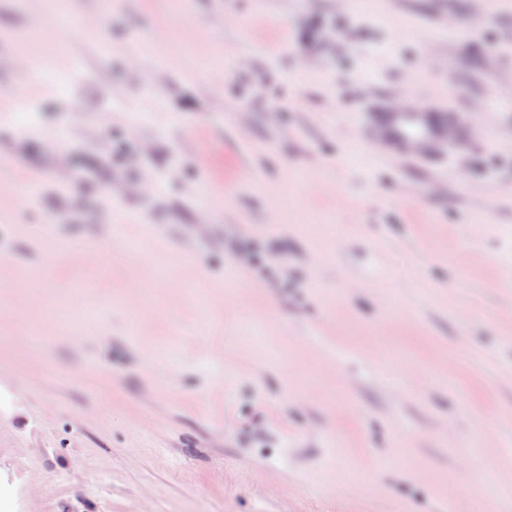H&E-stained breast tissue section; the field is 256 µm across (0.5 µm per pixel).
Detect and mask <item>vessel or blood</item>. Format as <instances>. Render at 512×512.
Listing matches in <instances>:
<instances>
[{
  "label": "vessel or blood",
  "instance_id": "obj_1",
  "mask_svg": "<svg viewBox=\"0 0 512 512\" xmlns=\"http://www.w3.org/2000/svg\"><path fill=\"white\" fill-rule=\"evenodd\" d=\"M360 98L376 103L371 124L372 140L397 155L422 157L425 147L457 129L465 118L461 112L413 104L402 92L379 97L374 91L365 89Z\"/></svg>",
  "mask_w": 512,
  "mask_h": 512
}]
</instances>
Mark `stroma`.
I'll list each match as a JSON object with an SVG mask.
<instances>
[{"instance_id":"obj_1","label":"stroma","mask_w":512,"mask_h":512,"mask_svg":"<svg viewBox=\"0 0 512 512\" xmlns=\"http://www.w3.org/2000/svg\"><path fill=\"white\" fill-rule=\"evenodd\" d=\"M70 9L0 67L8 512H512V0ZM42 11L0 0V60ZM363 84L466 125L392 156Z\"/></svg>"}]
</instances>
